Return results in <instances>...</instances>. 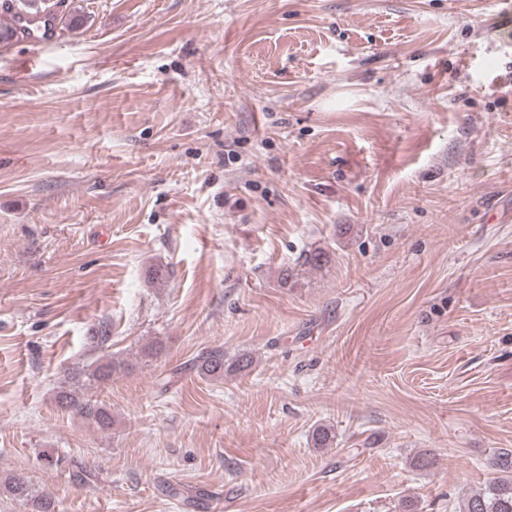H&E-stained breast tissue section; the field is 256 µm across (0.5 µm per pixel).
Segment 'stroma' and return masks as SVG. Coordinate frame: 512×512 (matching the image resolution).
<instances>
[{"instance_id": "35a3bbf8", "label": "stroma", "mask_w": 512, "mask_h": 512, "mask_svg": "<svg viewBox=\"0 0 512 512\" xmlns=\"http://www.w3.org/2000/svg\"><path fill=\"white\" fill-rule=\"evenodd\" d=\"M66 2L0 48V475L57 512H457L512 450V0ZM156 336L87 392L110 429L58 407ZM252 364V357L246 354L239 355L235 361L226 364L223 351H205L199 353L193 362L197 374L205 379H224V373L245 371ZM133 366V362L124 358L102 357L87 369L70 373L65 385L56 393L55 400L61 408L73 410L81 417L92 420L100 429H109L112 426L111 412L97 401L85 398L84 392L93 386L107 384L113 376L127 373Z\"/></svg>"}]
</instances>
